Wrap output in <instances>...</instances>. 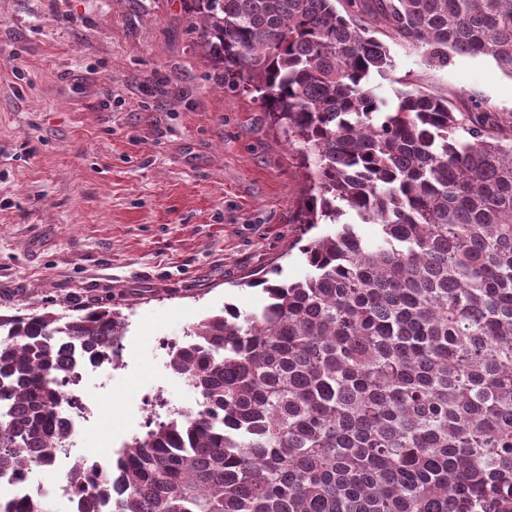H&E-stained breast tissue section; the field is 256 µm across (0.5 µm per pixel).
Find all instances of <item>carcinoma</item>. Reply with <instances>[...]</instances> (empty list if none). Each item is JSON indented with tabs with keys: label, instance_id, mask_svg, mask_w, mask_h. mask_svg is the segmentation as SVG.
<instances>
[{
	"label": "carcinoma",
	"instance_id": "obj_1",
	"mask_svg": "<svg viewBox=\"0 0 512 512\" xmlns=\"http://www.w3.org/2000/svg\"><path fill=\"white\" fill-rule=\"evenodd\" d=\"M183 4L215 85L258 93L308 170L298 223L329 230L299 247L303 279L255 282L261 311L227 304L169 349L202 409L109 459L97 495L112 512H512V113L378 94L398 79L372 36L512 77V0ZM125 333L106 308L0 315V470L71 447L57 337L112 355ZM92 469L72 460L75 495Z\"/></svg>",
	"mask_w": 512,
	"mask_h": 512
}]
</instances>
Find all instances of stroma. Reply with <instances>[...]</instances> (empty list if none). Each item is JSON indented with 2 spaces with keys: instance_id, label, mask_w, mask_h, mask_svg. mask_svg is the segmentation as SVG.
I'll return each instance as SVG.
<instances>
[{
  "instance_id": "obj_1",
  "label": "stroma",
  "mask_w": 512,
  "mask_h": 512,
  "mask_svg": "<svg viewBox=\"0 0 512 512\" xmlns=\"http://www.w3.org/2000/svg\"><path fill=\"white\" fill-rule=\"evenodd\" d=\"M394 80L512 113V77L485 57L433 70L390 42ZM306 171L251 94L214 88L182 0H0V314L109 308L123 368L83 388L99 418L72 452L144 436L145 396H198L161 339L295 282Z\"/></svg>"
}]
</instances>
